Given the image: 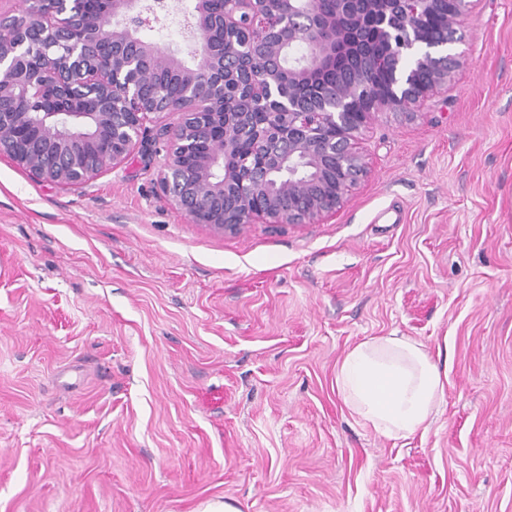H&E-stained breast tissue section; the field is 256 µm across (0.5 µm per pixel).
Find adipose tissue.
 Wrapping results in <instances>:
<instances>
[{
  "label": "adipose tissue",
  "instance_id": "1",
  "mask_svg": "<svg viewBox=\"0 0 512 512\" xmlns=\"http://www.w3.org/2000/svg\"><path fill=\"white\" fill-rule=\"evenodd\" d=\"M336 385L365 425L394 439L426 427L445 387L438 363L405 336H378L355 345L336 371Z\"/></svg>",
  "mask_w": 512,
  "mask_h": 512
}]
</instances>
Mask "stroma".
<instances>
[{"mask_svg": "<svg viewBox=\"0 0 512 512\" xmlns=\"http://www.w3.org/2000/svg\"><path fill=\"white\" fill-rule=\"evenodd\" d=\"M451 50L317 224L191 223L160 183L177 112L83 184L0 154V512H512V0ZM392 333L447 373L405 439L336 386Z\"/></svg>", "mask_w": 512, "mask_h": 512, "instance_id": "1", "label": "stroma"}]
</instances>
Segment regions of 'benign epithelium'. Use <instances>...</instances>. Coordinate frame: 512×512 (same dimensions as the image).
Here are the masks:
<instances>
[{"label":"benign epithelium","mask_w":512,"mask_h":512,"mask_svg":"<svg viewBox=\"0 0 512 512\" xmlns=\"http://www.w3.org/2000/svg\"><path fill=\"white\" fill-rule=\"evenodd\" d=\"M69 2L45 12L32 0L23 14L0 18V154L42 181L82 184L123 162L151 116L180 112L168 134L163 189L192 223L234 233L258 219L315 224L341 208L368 174L358 136L371 114L412 113L467 64L438 48L461 41L477 0H454L449 15L437 13L436 0H336V13L311 28L315 0H229L219 16L210 0H196L202 42L193 65L134 34L144 24L136 0H107L96 22ZM428 17L441 37L422 34ZM227 31L244 33L245 43L224 45ZM380 43L390 50L374 52ZM341 62L349 74L318 83L314 98H281L284 80L302 82ZM155 67L184 89L179 105L144 95ZM378 70L390 73L384 85L369 81ZM77 88L95 109L75 111ZM19 99L23 112L13 110ZM266 99L275 104L254 129L252 110ZM326 120L336 126L333 140L319 131ZM215 127L223 137L186 172L183 157ZM249 131L264 159L244 177L238 143Z\"/></svg>","instance_id":"7a95c632"}]
</instances>
